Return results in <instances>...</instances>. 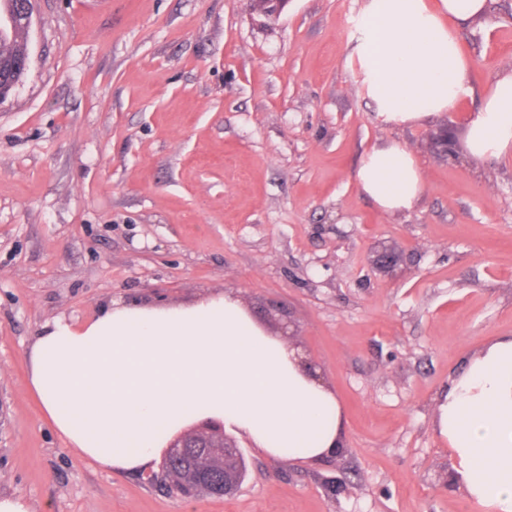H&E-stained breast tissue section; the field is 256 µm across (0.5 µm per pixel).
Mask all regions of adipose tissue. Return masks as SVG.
Returning a JSON list of instances; mask_svg holds the SVG:
<instances>
[{
    "instance_id": "adipose-tissue-1",
    "label": "adipose tissue",
    "mask_w": 512,
    "mask_h": 512,
    "mask_svg": "<svg viewBox=\"0 0 512 512\" xmlns=\"http://www.w3.org/2000/svg\"><path fill=\"white\" fill-rule=\"evenodd\" d=\"M487 0H368L361 67L378 116L407 124L458 107L470 63L457 26ZM472 155H512V73L496 79L469 123ZM359 190L385 212L414 209L424 180L404 148L366 153ZM30 384L68 447L115 471L144 472L185 429L213 421L280 460L332 453L341 412L335 393L269 335L237 297L175 306L103 305L91 319L46 324L30 351ZM468 498L512 512V337L482 349L437 407Z\"/></svg>"
}]
</instances>
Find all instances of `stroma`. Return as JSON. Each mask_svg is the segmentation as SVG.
<instances>
[{
	"label": "stroma",
	"instance_id": "35a3bbf8",
	"mask_svg": "<svg viewBox=\"0 0 512 512\" xmlns=\"http://www.w3.org/2000/svg\"><path fill=\"white\" fill-rule=\"evenodd\" d=\"M251 3L33 0L29 67L0 101V496L33 512H488L434 420L473 354L512 336V157L468 139L512 73V0L456 30L459 110L409 125L378 117L354 55L367 0H290L266 24ZM388 144L423 174L407 212L355 182ZM219 293L316 365L338 453L283 461L246 441L241 489L187 500L64 444L29 386L43 325Z\"/></svg>",
	"mask_w": 512,
	"mask_h": 512
}]
</instances>
